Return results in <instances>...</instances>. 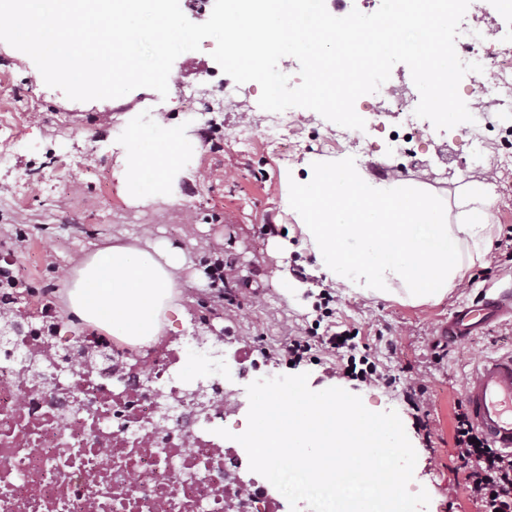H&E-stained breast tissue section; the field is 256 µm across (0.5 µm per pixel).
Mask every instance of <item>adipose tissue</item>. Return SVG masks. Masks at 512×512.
Segmentation results:
<instances>
[{
  "instance_id": "adipose-tissue-1",
  "label": "adipose tissue",
  "mask_w": 512,
  "mask_h": 512,
  "mask_svg": "<svg viewBox=\"0 0 512 512\" xmlns=\"http://www.w3.org/2000/svg\"><path fill=\"white\" fill-rule=\"evenodd\" d=\"M118 147L127 201L145 206L165 194L189 145L177 129L149 135L132 125ZM303 166L305 177L286 173L282 204L324 282L366 298L435 303L453 288L466 257L490 248V185L464 184L450 204L411 182L375 180L342 157ZM184 262L159 243L96 250L74 272L68 308L120 340L149 342L177 309L175 277Z\"/></svg>"
}]
</instances>
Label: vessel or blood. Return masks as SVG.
<instances>
[{"mask_svg":"<svg viewBox=\"0 0 512 512\" xmlns=\"http://www.w3.org/2000/svg\"><path fill=\"white\" fill-rule=\"evenodd\" d=\"M505 317L512 318V296L503 294L459 307L442 333L461 340ZM463 401L482 434L495 447L512 451V353L478 360L465 378Z\"/></svg>","mask_w":512,"mask_h":512,"instance_id":"vessel-or-blood-1","label":"vessel or blood"}]
</instances>
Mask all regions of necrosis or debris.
Instances as JSON below:
<instances>
[{
  "instance_id": "necrosis-or-debris-1",
  "label": "necrosis or debris",
  "mask_w": 512,
  "mask_h": 512,
  "mask_svg": "<svg viewBox=\"0 0 512 512\" xmlns=\"http://www.w3.org/2000/svg\"><path fill=\"white\" fill-rule=\"evenodd\" d=\"M490 38L464 30L456 52L483 67L468 76L471 98L511 113L512 49L490 52ZM368 108L402 115L393 153L423 139L407 86L384 83ZM45 320L35 308L22 345L0 344V512H276L282 493L216 433L249 406L225 385V362L187 383L163 336L113 348L108 365L59 362L36 349Z\"/></svg>"
}]
</instances>
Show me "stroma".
Masks as SVG:
<instances>
[{"label": "stroma", "instance_id": "obj_1", "mask_svg": "<svg viewBox=\"0 0 512 512\" xmlns=\"http://www.w3.org/2000/svg\"><path fill=\"white\" fill-rule=\"evenodd\" d=\"M213 39L200 50L181 54L168 78L164 121L186 131L193 142L170 183L171 198L160 197L139 208V223L127 218L129 206L115 175L113 141L123 138L129 120L148 132L155 119L148 105L154 90L136 89L116 99L73 101L48 87L31 58L0 42V124H10L20 139L9 166L0 167V255L7 253L35 288L59 282L68 290L78 262L99 248L143 246L163 241L184 252L187 262L176 273L181 315L172 316L168 335L235 337L245 359L273 358L284 336L314 326L324 315L322 281L314 274L315 258L304 248L294 221L281 207L284 171L310 158H335L345 149L336 142L335 123L315 111L296 108V122L284 145L262 134L261 87L251 83L248 96L223 97L211 89L208 74L217 67ZM203 89L204 100H218L206 123L186 112L178 87ZM367 154L357 163L370 175L379 165L394 178L420 183L446 199L472 181L494 185L490 229L495 243L488 256L466 264L440 303L415 305L394 299L366 298L334 289L336 323L356 329L357 341L388 367L390 385H354L336 378L333 356L296 367L279 364L278 374L304 373L310 387H340L361 397L374 412L400 416L417 453L410 491L426 490L424 512H471L450 455L454 404L462 398L464 376L484 356L512 352V321L489 325L478 336L451 342L440 326L460 304L482 295L512 291V254L496 243L512 235V157L502 146L512 141V121L488 112L490 149L483 169H473L463 146V128L428 127L426 136L404 155H387L388 133L400 126L397 116L364 113ZM253 131L240 140L242 127ZM276 233L266 234V225ZM28 238L17 243L18 229ZM233 257L239 278L225 285L218 298L207 278V265L220 254ZM253 288L240 285L241 278ZM298 281L287 292L286 280ZM425 385L429 430L419 429L403 398L406 388Z\"/></svg>", "mask_w": 512, "mask_h": 512}]
</instances>
